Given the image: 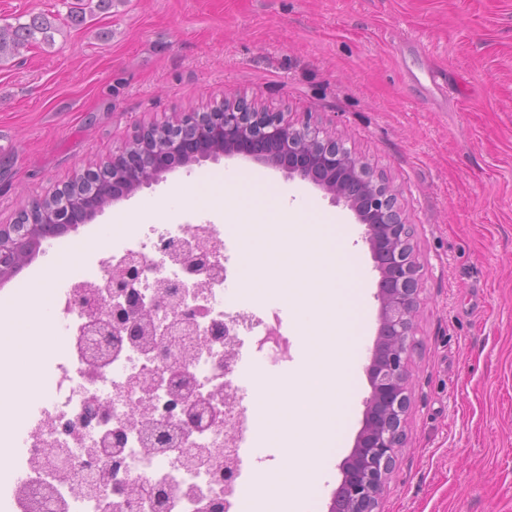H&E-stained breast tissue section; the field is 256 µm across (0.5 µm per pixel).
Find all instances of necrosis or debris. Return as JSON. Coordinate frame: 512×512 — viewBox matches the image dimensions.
Instances as JSON below:
<instances>
[{
    "label": "necrosis or debris",
    "mask_w": 512,
    "mask_h": 512,
    "mask_svg": "<svg viewBox=\"0 0 512 512\" xmlns=\"http://www.w3.org/2000/svg\"><path fill=\"white\" fill-rule=\"evenodd\" d=\"M186 223L141 224L110 246L87 252L80 276L68 279L49 320L62 343L33 352L25 366L9 377L0 376V403L17 404L24 392L43 375L52 379V393L21 417L23 428L15 441L22 447L23 479L12 494L19 512H31L41 475L51 476L57 501L42 512H205L207 498L216 492V467H231V490L225 494L226 512H235L241 485L251 473L242 442L257 439L255 416L245 403L242 382L246 342L266 345L270 363L287 361L293 341L278 318L263 319L256 308L242 307L236 298L230 261L239 241L223 220L196 218ZM137 259L142 273L138 288L150 300H159L170 286L186 292L197 311V329L184 331L172 312L157 319L166 353L156 356L135 345L124 346L102 367L88 363L79 345L88 321L78 305L77 291L92 292L111 277L126 258ZM188 376L195 391L218 393L221 415L209 430L181 436L182 398L159 386V379ZM93 406L107 407L111 427L127 433L122 463L101 450L105 429L79 420ZM180 441V452L149 449L143 419ZM217 448L214 464L198 465L200 449ZM166 491L164 505L147 492Z\"/></svg>",
    "instance_id": "obj_1"
}]
</instances>
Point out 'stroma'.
Segmentation results:
<instances>
[{
	"label": "stroma",
	"mask_w": 512,
	"mask_h": 512,
	"mask_svg": "<svg viewBox=\"0 0 512 512\" xmlns=\"http://www.w3.org/2000/svg\"><path fill=\"white\" fill-rule=\"evenodd\" d=\"M54 19L53 45L0 62V224L97 169L140 125L255 99L336 130L395 189L423 267L410 358L406 438L380 512H512V0H112L67 19L64 0H0V25ZM437 69L456 104L431 103L417 76ZM263 174L349 225L364 277V338L342 447L320 480L328 508L363 424L377 336L379 273L364 227L322 190L235 156L178 167L64 236L80 254L93 228L121 236L127 211L203 173ZM255 244L231 274L255 270L288 295L298 376L336 343L308 292L326 273L296 252L261 263L272 233L248 207Z\"/></svg>",
	"instance_id": "obj_1"
}]
</instances>
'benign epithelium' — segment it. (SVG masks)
Instances as JSON below:
<instances>
[{"mask_svg": "<svg viewBox=\"0 0 512 512\" xmlns=\"http://www.w3.org/2000/svg\"><path fill=\"white\" fill-rule=\"evenodd\" d=\"M132 151L137 156L112 155L115 200L159 182L176 167L243 156L321 188L332 203L348 208L365 226L363 239L380 274L379 351L367 369L371 393L365 400L364 425L350 458L341 465L342 479L329 512H378L379 496L405 439L411 403L409 359L421 291L412 227L389 185L374 178L369 164L345 148L335 133L308 122L298 127L289 113L268 112L241 97L226 98L210 112H177L166 124L144 126ZM87 210L84 196L63 193L41 209L40 223L1 224L0 279L26 265L34 240L59 234L71 227V218ZM139 273V261L125 260L106 285L111 300L107 311H98L97 295L85 297V308L93 317L91 330L132 344L152 336L144 347L159 353L163 344L150 322L155 305L133 288ZM215 417L216 406L202 399L190 408L183 426L189 433L202 431Z\"/></svg>", "mask_w": 512, "mask_h": 512, "instance_id": "1", "label": "benign epithelium"}]
</instances>
